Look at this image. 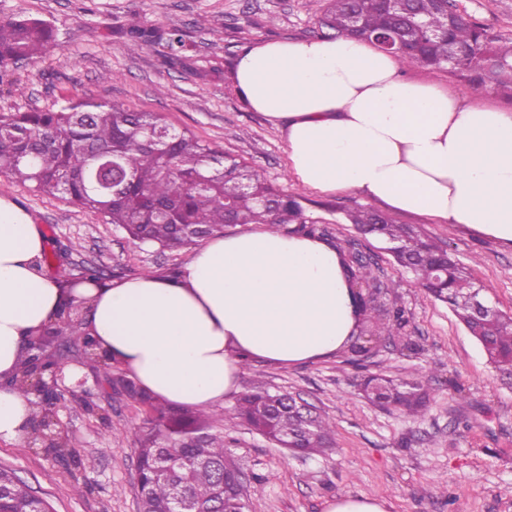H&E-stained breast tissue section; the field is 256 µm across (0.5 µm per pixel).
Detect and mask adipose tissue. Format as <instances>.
Returning <instances> with one entry per match:
<instances>
[{"instance_id": "ef3b65f1", "label": "adipose tissue", "mask_w": 512, "mask_h": 512, "mask_svg": "<svg viewBox=\"0 0 512 512\" xmlns=\"http://www.w3.org/2000/svg\"><path fill=\"white\" fill-rule=\"evenodd\" d=\"M233 83L254 111L284 123L298 184L355 190L395 210L462 224L512 247V113L461 103L406 79L398 60L344 38L268 41L238 57ZM47 240L0 198V439L21 440L32 399L10 387L25 343L68 303L89 312L99 350L176 407L212 409L247 361L302 365L356 334L337 251L306 235L224 233L172 276L67 287L36 262Z\"/></svg>"}]
</instances>
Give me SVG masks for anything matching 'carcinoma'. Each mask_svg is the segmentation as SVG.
<instances>
[{
	"instance_id": "1",
	"label": "carcinoma",
	"mask_w": 512,
	"mask_h": 512,
	"mask_svg": "<svg viewBox=\"0 0 512 512\" xmlns=\"http://www.w3.org/2000/svg\"><path fill=\"white\" fill-rule=\"evenodd\" d=\"M321 27L378 49L387 43L406 65L446 70L512 97V39L489 37L458 10L455 0H328ZM131 37L133 52L162 42L172 51L184 46L182 31L174 27L138 29ZM55 40L54 28L43 19L0 17V78L7 66L46 53ZM0 174L35 193L60 196L102 215L140 247L180 251L224 232L228 224H266L275 233L327 236L306 214L300 196L274 188L261 170L170 128L159 115L90 98L0 112ZM345 220L360 235L392 249L412 283L448 304L501 380L512 382V316L491 304L483 311L477 308L478 283L443 246L369 207L347 212ZM350 245L349 240L335 242L359 333L370 323L374 336H394L411 346L405 334L408 320L397 300L385 305L358 289L376 276L369 260L352 258ZM84 325V317L62 311L49 323L76 346L87 338ZM98 371L107 384L120 382L115 394L147 414L149 427L134 431L144 512H179L181 498L199 507L222 500L224 512H246L247 502L236 487L223 486L216 477V467L227 461L224 434L204 431L205 419L189 408L160 403L133 379L113 378L111 364H100ZM363 391L370 402L412 416L431 401V388L422 377L369 375ZM292 400L290 394L279 397L266 388L246 392L237 400L235 418L276 445L300 449L303 456L324 454L330 449L332 423L320 415L301 419ZM0 484L7 489L0 497L3 512H46L50 506L8 469L0 468Z\"/></svg>"
}]
</instances>
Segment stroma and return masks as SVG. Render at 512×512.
Wrapping results in <instances>:
<instances>
[{"mask_svg": "<svg viewBox=\"0 0 512 512\" xmlns=\"http://www.w3.org/2000/svg\"><path fill=\"white\" fill-rule=\"evenodd\" d=\"M460 11L491 35L512 38V0H456ZM327 0H0V16L24 13L48 21L57 44L42 58L10 67L0 79V112L17 105L50 107L64 96L92 98L134 112L162 116L172 128L231 153L263 171L268 180L304 197L307 213L332 238L358 239L336 212L360 205L413 224L447 245L455 260L484 287L499 310L512 315V248L469 227L441 224L426 215L392 211L355 191L320 193L287 178L283 130L242 100L232 80L239 53L267 40L321 37L319 21ZM210 23L199 27L200 16ZM177 27L185 46L131 53L133 28ZM406 78L449 90L466 104L512 112V99L482 90L445 70L404 67ZM0 197L14 200L33 218L48 246H70L66 269L99 266L106 280L144 270L168 274L180 269L191 249L179 252L133 244L104 218L67 202L31 193L0 174ZM359 248L378 267L382 300L397 299L409 321L415 350L380 339L372 356L349 363L347 353L297 366L249 362L237 394L224 400L223 417L210 430L224 433L246 474L249 512H325L339 496L372 495L387 512H512V390L501 385L480 346L446 304L435 301L376 242ZM396 378L425 377L432 388L420 415L389 413L360 391L364 373ZM86 385L101 408L63 398L58 416L75 450L58 460L28 441L0 440V465L13 470L54 512H137V457L133 431L146 415L119 396H103L100 374L86 372ZM266 384L300 394L334 424V446L326 455L302 459L237 425L232 417L238 393Z\"/></svg>", "mask_w": 512, "mask_h": 512, "instance_id": "1", "label": "stroma"}]
</instances>
